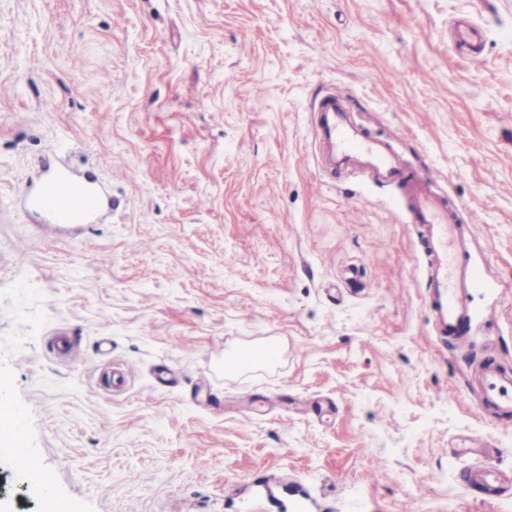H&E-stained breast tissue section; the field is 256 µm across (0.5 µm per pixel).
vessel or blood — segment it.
Masks as SVG:
<instances>
[{
	"label": "vessel or blood",
	"mask_w": 512,
	"mask_h": 512,
	"mask_svg": "<svg viewBox=\"0 0 512 512\" xmlns=\"http://www.w3.org/2000/svg\"><path fill=\"white\" fill-rule=\"evenodd\" d=\"M454 41L471 52L480 50V33L469 22L456 25ZM319 110L324 119L318 136L332 162L363 170L377 183L399 187L409 220L418 225L424 243L429 262L426 303L438 333L457 346H465L472 321L468 298L478 280L468 260L470 239L457 210L433 191V173L407 168L387 142L356 125L344 92H329ZM18 202L23 210L40 214L48 223L63 225L94 223L112 206L95 179L57 166L51 167L40 189L23 191ZM478 380L486 404L506 414L512 412L511 373L487 364L480 368ZM26 433L25 416L12 404L0 402V450L12 453L24 471L36 465L25 447ZM467 481L489 498L499 499L506 493L504 477L488 466L468 474Z\"/></svg>",
	"instance_id": "b4317fda"
}]
</instances>
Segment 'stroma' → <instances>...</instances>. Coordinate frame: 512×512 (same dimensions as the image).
<instances>
[{
    "label": "stroma",
    "instance_id": "stroma-1",
    "mask_svg": "<svg viewBox=\"0 0 512 512\" xmlns=\"http://www.w3.org/2000/svg\"><path fill=\"white\" fill-rule=\"evenodd\" d=\"M338 87L474 239L468 351L399 189L321 161ZM50 157L111 213H22ZM489 361L512 371V0H0V393L73 512H512L460 479L512 481ZM0 512H43L5 458ZM454 41L457 45L468 47L475 55L480 54V33L471 23L463 21L456 25L454 29Z\"/></svg>",
    "mask_w": 512,
    "mask_h": 512
}]
</instances>
